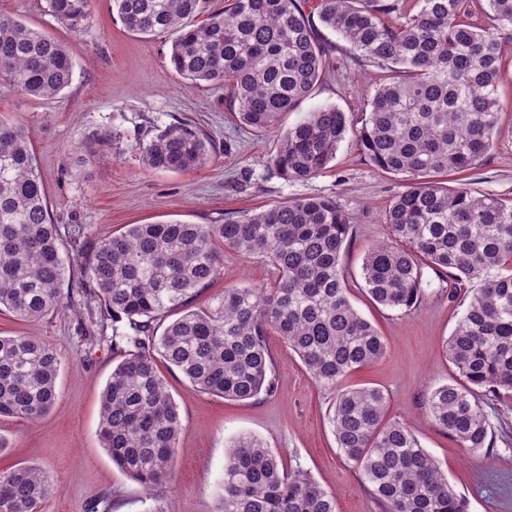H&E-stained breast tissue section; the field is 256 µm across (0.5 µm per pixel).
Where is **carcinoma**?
Instances as JSON below:
<instances>
[{
    "label": "carcinoma",
    "mask_w": 512,
    "mask_h": 512,
    "mask_svg": "<svg viewBox=\"0 0 512 512\" xmlns=\"http://www.w3.org/2000/svg\"><path fill=\"white\" fill-rule=\"evenodd\" d=\"M493 24L469 20L466 0H415L390 18L385 0H230L204 20L203 0H113L126 29L173 33L170 63L194 84L222 85L242 124L275 127L296 112L326 72L333 50L320 31L383 71L357 130L364 158L412 180L384 216L387 241L362 264L376 304L409 311L423 297V267L454 287L479 288L445 341L460 381L431 389L424 407L460 448L489 455L496 443L484 400L512 399V198L448 189L436 176L478 165L502 135L501 86L512 59V0H484ZM74 32L90 26V0H47ZM73 61L64 45L0 16V91L54 98ZM350 128L326 105L281 136L271 168L307 180L335 158ZM143 165L178 173L204 166L211 141L173 123L139 144ZM353 221L325 197L280 202L222 224H127L97 241L85 261L87 311L112 320V349L124 353L101 396L99 440L121 471L151 490L171 475L182 423L156 362L200 391L246 401L274 392L272 331L313 380L337 390L329 421L337 447L364 476L382 512H468L410 426L386 419L388 396L341 382L385 352L378 329L349 300L342 256ZM224 248L260 256L275 269L268 286L231 288L203 308L189 304L219 275ZM60 225L24 130L0 121V307L27 321L64 308L70 264ZM180 316L169 324L172 312ZM62 359L34 336H0V417L41 419L54 405ZM46 474L0 472V512H38L52 492ZM221 512H336V497L261 440L240 436L224 465Z\"/></svg>",
    "instance_id": "cac0c4a2"
}]
</instances>
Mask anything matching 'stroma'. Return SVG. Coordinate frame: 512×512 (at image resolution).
Segmentation results:
<instances>
[{
	"instance_id": "1",
	"label": "stroma",
	"mask_w": 512,
	"mask_h": 512,
	"mask_svg": "<svg viewBox=\"0 0 512 512\" xmlns=\"http://www.w3.org/2000/svg\"><path fill=\"white\" fill-rule=\"evenodd\" d=\"M90 12V27L76 34L54 18L46 0H0V14L58 40L74 63L71 84L55 98L0 95V119L29 136L54 223L82 225L89 247L128 224H220L286 200L334 199L354 224L343 257L350 301L386 342L384 356L349 375L346 386L377 387L388 394V418L411 425L421 446L466 497L470 512H512V447L498 444L490 458L473 455L426 417L425 394L459 379L443 345L464 307L449 297L448 281L425 269L424 296L408 312L374 305L362 288L364 254L386 239L384 215L409 183L406 176L370 165L354 134L376 67L338 45L327 59L323 81L300 111L284 114L278 128L259 132L239 122L223 87L193 84L172 69V34L129 32L112 0H91ZM331 104L347 112L353 129L328 168L307 180L275 174L268 162L284 129L302 114ZM176 122L213 140V157L180 173L146 170L139 143ZM465 183L481 194L512 197V136L503 135ZM274 278L266 260L228 250L221 274L192 305L201 308L224 290L266 285ZM16 335L40 337L62 358L50 411L35 422L0 420V437L7 442L0 471L34 465L53 483L39 512H154L166 505L175 512H221L227 448L242 435L261 439L286 463L308 470L335 492L336 512H379L361 471L336 445L329 424L333 391L314 384L278 335L267 338L277 388L245 402L203 393L176 368L159 363L182 432L172 476L149 492L113 465L98 437L101 394L121 353L100 341L98 327L81 331L69 310L36 322L1 310L0 336Z\"/></svg>"
}]
</instances>
